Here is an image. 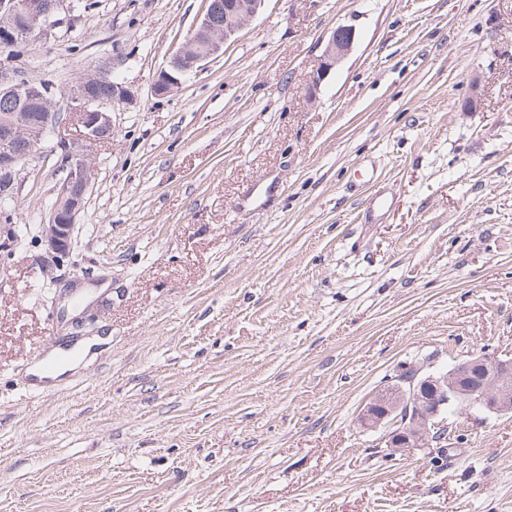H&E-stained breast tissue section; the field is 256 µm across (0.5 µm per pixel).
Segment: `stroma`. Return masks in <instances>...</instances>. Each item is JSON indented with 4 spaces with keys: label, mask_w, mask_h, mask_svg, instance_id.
Listing matches in <instances>:
<instances>
[{
    "label": "stroma",
    "mask_w": 512,
    "mask_h": 512,
    "mask_svg": "<svg viewBox=\"0 0 512 512\" xmlns=\"http://www.w3.org/2000/svg\"><path fill=\"white\" fill-rule=\"evenodd\" d=\"M204 9L97 0L13 61L63 90L110 60L133 99L69 255L40 232L52 141L15 178L0 512H512V415L445 412L441 462L357 423L404 367L512 357V0H266L156 95ZM365 165L392 202L372 224ZM50 313L103 342L36 391ZM355 41V30L349 26L338 27L326 42L321 65L314 77V86H318L327 73L341 63L351 51Z\"/></svg>",
    "instance_id": "obj_1"
}]
</instances>
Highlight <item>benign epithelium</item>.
<instances>
[{
	"label": "benign epithelium",
	"instance_id": "obj_1",
	"mask_svg": "<svg viewBox=\"0 0 512 512\" xmlns=\"http://www.w3.org/2000/svg\"><path fill=\"white\" fill-rule=\"evenodd\" d=\"M266 0H207L203 18L195 31L203 36L202 43L187 41L173 57L170 67L158 75L154 91L163 96L182 84V78L216 55L223 43L234 37L263 9ZM76 11V0H0V16L18 19L23 29L36 30L46 38L68 23ZM355 30L349 26L337 28L326 42L321 65L314 84L321 83L327 73L341 63L351 51ZM112 64H102L95 75L61 91L68 112L44 113L37 124L39 135L32 136L41 144L47 131H55L63 120L82 128L77 140H61L59 167L67 175L58 191L48 220L41 225V234L50 252L63 257L70 252L75 219L81 210L91 184V168L87 159L92 147L112 136V113L107 106L123 104L132 99L131 91L122 83L112 81V96L98 97L92 93L94 82L110 78ZM32 95L42 102L56 95V87L44 83L36 88L18 78L8 64H0V94ZM30 120L0 121V195L13 196L17 166L15 151L19 137L29 130ZM453 406L476 407L494 413H512V359H501L481 352L461 360L447 371L424 373V365L414 364L402 371V377L379 390L366 405L358 421L366 429L383 424L391 431L387 447L395 452L427 446L439 441L437 419Z\"/></svg>",
	"mask_w": 512,
	"mask_h": 512
}]
</instances>
